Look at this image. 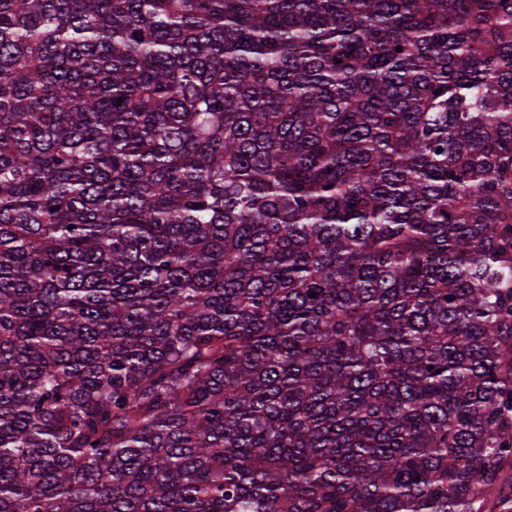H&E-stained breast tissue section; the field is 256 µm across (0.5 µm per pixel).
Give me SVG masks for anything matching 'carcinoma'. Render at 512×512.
<instances>
[{
  "label": "carcinoma",
  "instance_id": "carcinoma-1",
  "mask_svg": "<svg viewBox=\"0 0 512 512\" xmlns=\"http://www.w3.org/2000/svg\"><path fill=\"white\" fill-rule=\"evenodd\" d=\"M490 503L512 0H0V512Z\"/></svg>",
  "mask_w": 512,
  "mask_h": 512
}]
</instances>
